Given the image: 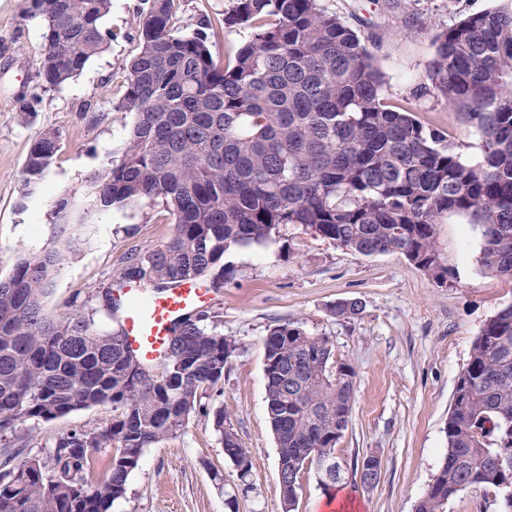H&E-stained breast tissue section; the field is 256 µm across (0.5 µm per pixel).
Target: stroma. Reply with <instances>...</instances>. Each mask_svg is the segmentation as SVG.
Returning a JSON list of instances; mask_svg holds the SVG:
<instances>
[{"label":"stroma","instance_id":"stroma-1","mask_svg":"<svg viewBox=\"0 0 512 512\" xmlns=\"http://www.w3.org/2000/svg\"><path fill=\"white\" fill-rule=\"evenodd\" d=\"M147 0H111L103 20L112 39L75 78L59 87L42 82L36 61L44 49L41 19L24 15V0H0V277L15 251L40 250L59 230L52 202L81 195L89 177L119 161L133 124L119 110L126 92V63L139 51ZM354 29L374 55L385 81L383 94L414 112L426 126L449 133L463 161L480 156L477 130L448 111L429 89L434 35L461 19L504 6L505 0H320ZM228 0H178L171 24L190 34L218 23ZM32 104L22 118L20 101ZM58 130L60 147L44 180L26 188L23 168L36 134ZM174 226L162 199L96 213L77 229L76 251L55 279L45 314L55 321L95 310L112 327L97 292L110 285L123 258L171 236ZM438 245L453 268L437 283L403 255L363 256L305 231L280 225L272 240L224 256L223 289L206 308L208 329L236 342L223 380L204 401L223 407L252 457L240 479L225 458L211 416L192 415L176 437L146 449L129 477L127 493L111 512H280L278 451L265 401L264 338L284 322L325 336L338 362L353 367L355 392L348 429L336 446L344 473L374 453L380 478L364 488L346 484L329 492L314 471L302 478L298 512H415L446 448L444 432L457 377L485 320L512 302V280L488 274L479 263L482 237L458 215L438 227ZM362 301L354 319L333 315L341 300ZM112 409H80L33 423L29 454L37 455L74 430L108 424ZM224 474L216 485L214 470ZM236 496L235 510L225 500Z\"/></svg>","mask_w":512,"mask_h":512}]
</instances>
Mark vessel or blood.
Returning a JSON list of instances; mask_svg holds the SVG:
<instances>
[{
	"label": "vessel or blood",
	"mask_w": 512,
	"mask_h": 512,
	"mask_svg": "<svg viewBox=\"0 0 512 512\" xmlns=\"http://www.w3.org/2000/svg\"><path fill=\"white\" fill-rule=\"evenodd\" d=\"M208 298L209 290L201 281H185L150 294L139 288L124 289L123 300L128 308L122 326L127 347L145 363L160 364L173 321L205 305Z\"/></svg>",
	"instance_id": "1"
}]
</instances>
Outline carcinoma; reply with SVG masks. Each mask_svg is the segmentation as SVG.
Returning <instances> with one entry per match:
<instances>
[{"mask_svg": "<svg viewBox=\"0 0 512 512\" xmlns=\"http://www.w3.org/2000/svg\"><path fill=\"white\" fill-rule=\"evenodd\" d=\"M178 0H151L139 52L126 66L119 108L134 114L122 159L89 180L81 202L52 204L59 223L83 224L95 212L162 198L174 231L129 254L98 295L115 326L94 314L66 322L44 315L45 302L72 248L71 234L38 251L17 250L0 278V440L18 449L0 473V512H110L151 445L175 437L200 395L224 379L234 341L206 329L205 312L176 320L161 363L162 383L127 349L120 291H155L190 279L224 288V255L261 245L281 224L361 255L398 252L434 280L451 277L437 245L450 214L468 219L483 239L485 271L512 279V7L467 16L435 35L428 77L448 109L481 138L474 164L461 160L447 133L389 104L384 76L358 34L319 0H230L219 27H244L251 38L228 56L212 52L214 27L177 35ZM110 0H25L44 23L36 65L59 87L102 53ZM60 134L36 136L23 171L39 184L59 149ZM357 299L332 313L356 318ZM267 415L284 470L281 512H297L302 475L336 463L349 425L355 371L334 359L326 336L294 323L264 339ZM112 420L60 436L19 470L12 460L32 441L30 421H50L94 406ZM226 457L240 476L251 471L224 408L211 411ZM447 448L436 485L416 512H446L465 490L494 489L512 512V303L483 324L460 371L444 428ZM90 448L111 457L95 477Z\"/></svg>", "mask_w": 512, "mask_h": 512, "instance_id": "obj_1", "label": "carcinoma"}]
</instances>
